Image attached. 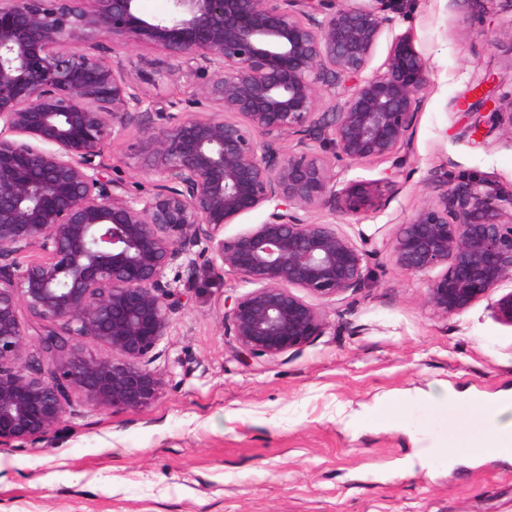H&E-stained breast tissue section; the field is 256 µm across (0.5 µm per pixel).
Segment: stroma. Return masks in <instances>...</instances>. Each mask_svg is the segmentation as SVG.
Segmentation results:
<instances>
[{
	"label": "stroma",
	"instance_id": "stroma-1",
	"mask_svg": "<svg viewBox=\"0 0 512 512\" xmlns=\"http://www.w3.org/2000/svg\"><path fill=\"white\" fill-rule=\"evenodd\" d=\"M397 32L429 60L431 85L401 164L372 159L342 177L377 194L343 230L370 250L369 282L315 300L325 330L259 363L224 333V301L249 292L215 274L207 243L175 286L183 309L145 360L163 392L136 410L104 411L73 392L47 442L0 447V512H512V461L440 451L480 432L481 401L512 396V325L503 289L458 315L426 307L423 277L401 271L386 242L426 201L433 176L477 171L512 185V125L471 136L460 107L475 81L512 83V0H401ZM159 50L118 54L158 104L195 99L194 74L159 75ZM137 127L103 156L113 177L147 184ZM447 390V411L427 395Z\"/></svg>",
	"mask_w": 512,
	"mask_h": 512
}]
</instances>
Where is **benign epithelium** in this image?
<instances>
[{
	"instance_id": "obj_1",
	"label": "benign epithelium",
	"mask_w": 512,
	"mask_h": 512,
	"mask_svg": "<svg viewBox=\"0 0 512 512\" xmlns=\"http://www.w3.org/2000/svg\"><path fill=\"white\" fill-rule=\"evenodd\" d=\"M137 2L0 0V446L47 439L75 389L112 411L162 393L142 361L185 306L169 271L203 240L214 271L252 286L224 310L245 356L273 359L321 335L322 315L299 292L332 301L363 287L369 256L336 216L373 196L340 181L336 163L397 157L430 86L407 32L365 74L396 0H171L160 17ZM141 45L166 52L159 73L206 78L201 96L217 111L156 107L114 60ZM471 94L474 131L505 117L512 126V89ZM130 125L149 177L136 193L102 162ZM431 188L386 247L427 278L425 303L446 317L512 284V188L453 171ZM257 210L253 229L221 235ZM22 306L38 321L28 357ZM84 337L112 357L79 353Z\"/></svg>"
}]
</instances>
